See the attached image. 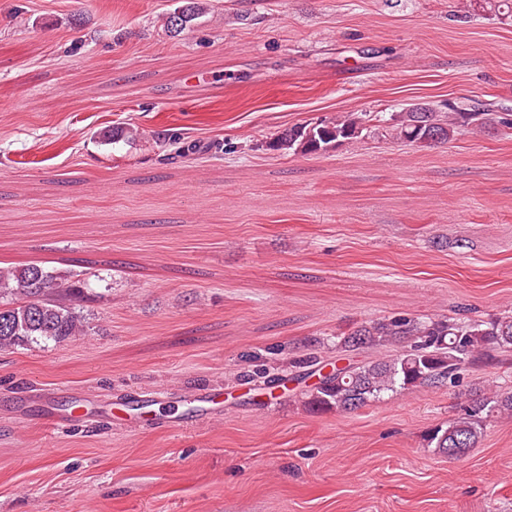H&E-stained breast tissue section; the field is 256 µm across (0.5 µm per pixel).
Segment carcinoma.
Wrapping results in <instances>:
<instances>
[{
  "instance_id": "carcinoma-1",
  "label": "carcinoma",
  "mask_w": 512,
  "mask_h": 512,
  "mask_svg": "<svg viewBox=\"0 0 512 512\" xmlns=\"http://www.w3.org/2000/svg\"><path fill=\"white\" fill-rule=\"evenodd\" d=\"M201 13V5L189 0L170 13L167 25L180 33ZM496 124L512 129V119H499L485 108L438 112L427 103H418L388 117L362 112L295 124L275 135L269 146L293 155L326 153L378 130L397 141L426 146L451 141L469 125L482 129ZM60 294L78 298L81 287L37 265L0 268V299L11 296L10 302L0 303V349L60 343L82 332L81 317L56 299ZM336 338V349L362 351L368 358L323 376L304 400L313 412H353L388 394L455 387L465 365L494 361L496 353L512 349V313L467 323L452 317L399 315L349 326L337 332ZM507 413L512 414V388L472 395L464 413L447 428L434 430L430 441L440 453L462 457L475 447L488 418Z\"/></svg>"
}]
</instances>
